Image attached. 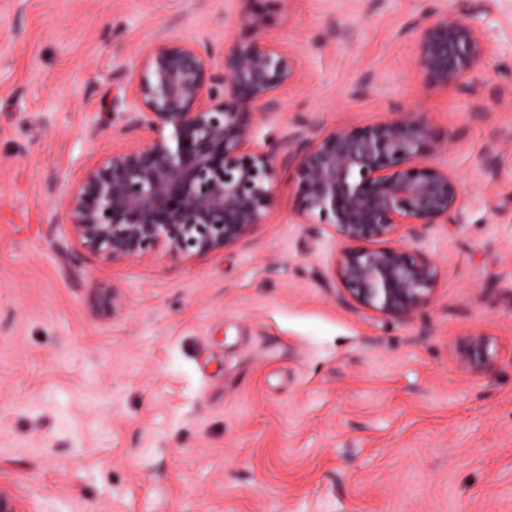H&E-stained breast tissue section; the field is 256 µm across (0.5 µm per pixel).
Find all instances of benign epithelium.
<instances>
[{"label": "benign epithelium", "instance_id": "1", "mask_svg": "<svg viewBox=\"0 0 512 512\" xmlns=\"http://www.w3.org/2000/svg\"><path fill=\"white\" fill-rule=\"evenodd\" d=\"M253 37L218 54L186 41L153 52L130 105L138 140L86 170L71 192L66 223L74 239L104 260L143 258L161 246L194 257L238 247L273 201L280 147L253 137L256 112L280 111L294 79L288 47L266 42L264 14L238 17ZM489 52L468 20L442 13L418 33L414 64L430 82L456 85ZM296 213L300 224L333 226L341 244L335 277L344 296L384 316L406 318L434 294L439 268L405 236L446 224L460 187L425 158L431 129L410 112L316 136L298 130ZM472 371L489 368L476 334L461 355Z\"/></svg>", "mask_w": 512, "mask_h": 512}]
</instances>
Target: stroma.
Here are the masks:
<instances>
[{
  "label": "stroma",
  "instance_id": "35a3bbf8",
  "mask_svg": "<svg viewBox=\"0 0 512 512\" xmlns=\"http://www.w3.org/2000/svg\"><path fill=\"white\" fill-rule=\"evenodd\" d=\"M477 17L472 82L415 68L428 11L293 0L266 40L295 79L257 115L273 204L240 247L109 262L77 244L76 178L137 140L110 120L149 50L231 46L242 0H0V488L30 512H512V0ZM410 110L461 187L412 246L441 279L412 316L345 301L327 224H299L290 132ZM484 334L490 368L459 362Z\"/></svg>",
  "mask_w": 512,
  "mask_h": 512
}]
</instances>
